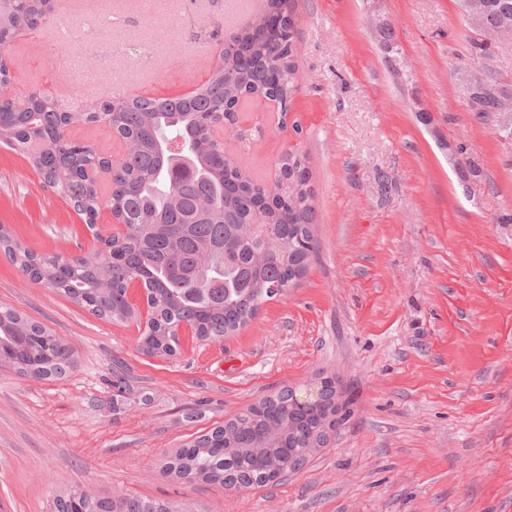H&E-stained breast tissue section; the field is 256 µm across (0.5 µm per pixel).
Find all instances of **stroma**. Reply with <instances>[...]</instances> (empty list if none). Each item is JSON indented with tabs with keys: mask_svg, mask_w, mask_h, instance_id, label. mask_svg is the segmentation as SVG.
I'll use <instances>...</instances> for the list:
<instances>
[{
	"mask_svg": "<svg viewBox=\"0 0 512 512\" xmlns=\"http://www.w3.org/2000/svg\"><path fill=\"white\" fill-rule=\"evenodd\" d=\"M294 15L288 116L257 99L240 123L262 137L216 135L269 185L286 150L306 154L318 251L305 278L236 334H185L162 358L140 350L136 323L96 317L0 251V306L75 358L60 378L0 368V512H56L76 489L188 512H512V135L459 90L475 31L457 0H295ZM51 26L55 40L38 29L10 49L12 96L63 88L79 103L113 81L127 95L188 92L219 50L197 31L229 22L227 0H97ZM0 225L65 258L125 232L105 205L88 226L1 146ZM324 378L339 422L288 478L228 490L166 471L260 398Z\"/></svg>",
	"mask_w": 512,
	"mask_h": 512,
	"instance_id": "stroma-1",
	"label": "stroma"
}]
</instances>
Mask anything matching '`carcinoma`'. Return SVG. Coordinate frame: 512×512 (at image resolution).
Wrapping results in <instances>:
<instances>
[{"mask_svg": "<svg viewBox=\"0 0 512 512\" xmlns=\"http://www.w3.org/2000/svg\"><path fill=\"white\" fill-rule=\"evenodd\" d=\"M479 18L466 22L481 36L470 44L473 61L486 60L484 37L498 28L512 0H484ZM46 0H14L0 12V84L12 79L4 55L23 32L50 23ZM296 25L293 0H265L261 13L224 35L219 63L190 96L111 97L103 111L90 105L81 112L63 107L47 91L23 101L0 100V145L28 159L86 223L100 209L95 175L112 173L108 206L126 227L119 243L89 262L62 259L20 249L0 225V250L30 279L89 306L100 318L130 323L139 313L128 301L130 283L139 282L156 313L142 331L146 351L175 353L179 330L196 328L203 341H221L245 327L264 303L298 285L297 272L316 255L307 156L297 148L277 163L274 190L247 176L224 150L215 127L228 120L224 103L253 99L277 102L286 115L296 90ZM509 96L498 78L488 81L481 99L469 97L481 118L497 114ZM84 122L108 124L135 151L117 163L93 146L74 142L67 127ZM255 224L249 235L242 225ZM50 329L11 307H0V338L10 346L4 366L20 374L32 370L62 376L73 353L48 345ZM331 403L288 406V389L273 392L229 423L198 436L181 448L168 469L210 482H239L246 487L271 481L261 455L297 461L320 437ZM82 512H188L169 502L134 497L118 502L93 497Z\"/></svg>", "mask_w": 512, "mask_h": 512, "instance_id": "1", "label": "carcinoma"}]
</instances>
